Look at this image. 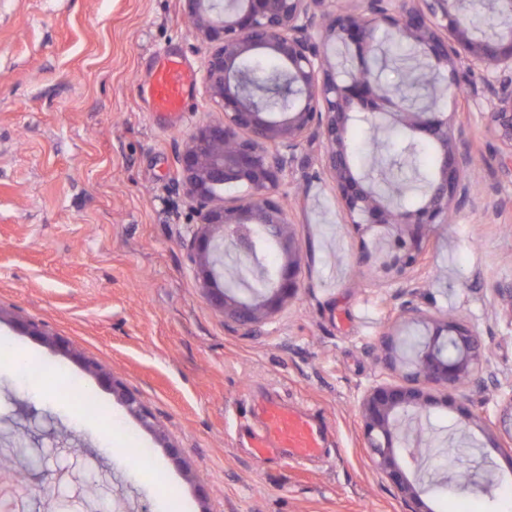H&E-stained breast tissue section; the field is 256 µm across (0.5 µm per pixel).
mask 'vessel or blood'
<instances>
[{
    "label": "vessel or blood",
    "mask_w": 512,
    "mask_h": 512,
    "mask_svg": "<svg viewBox=\"0 0 512 512\" xmlns=\"http://www.w3.org/2000/svg\"><path fill=\"white\" fill-rule=\"evenodd\" d=\"M193 73L171 53L157 57L153 79L146 90L154 115L179 123L191 110L190 92ZM259 430L249 438L257 457L282 454L304 459L325 453L327 425L316 415L281 403L260 406Z\"/></svg>",
    "instance_id": "1"
}]
</instances>
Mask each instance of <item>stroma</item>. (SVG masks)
Returning a JSON list of instances; mask_svg holds the SVG:
<instances>
[{"instance_id":"1","label":"stroma","mask_w":512,"mask_h":512,"mask_svg":"<svg viewBox=\"0 0 512 512\" xmlns=\"http://www.w3.org/2000/svg\"><path fill=\"white\" fill-rule=\"evenodd\" d=\"M203 72L206 48L181 0H0V339L29 354L0 360V454L22 438L20 470L53 490L51 505L14 500L13 512H411L370 459L356 397L380 371L373 348L398 313L405 283L360 266L361 243L385 254L395 230L355 231L324 168L320 139L304 140L281 187L302 260L300 288L251 327L225 326L189 259L190 207L175 189L187 137L219 118L203 83L172 125L152 117L144 90L157 53ZM486 101L459 117L473 188L451 223L433 225L415 304L465 319L489 348L483 391L456 393L473 417L432 408L421 499L430 512H512V457L483 429L512 400V164L488 123ZM57 336L49 343L28 324ZM101 364L160 424L146 428ZM80 378L95 407L77 415L46 396L39 370ZM315 413L327 451L308 460L257 459L245 439L260 402ZM113 420L111 432L95 426ZM80 438L76 447L65 432ZM161 462L167 493L139 464ZM471 481L455 482L459 469ZM99 492H82L86 476Z\"/></svg>"}]
</instances>
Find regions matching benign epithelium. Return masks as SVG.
<instances>
[{"label": "benign epithelium", "instance_id": "benign-epithelium-1", "mask_svg": "<svg viewBox=\"0 0 512 512\" xmlns=\"http://www.w3.org/2000/svg\"><path fill=\"white\" fill-rule=\"evenodd\" d=\"M183 11L194 31L209 47L204 80L210 102L222 117L193 132L178 155V184L191 202L197 230L190 244V260L197 267L202 288L211 304L224 313V323L240 327L272 315L299 290L301 260L293 246L288 207L279 189L302 141L321 139L324 164L333 174L341 205L355 228L382 224L401 231L414 224H446L450 213L470 190L466 172L469 160L458 140L453 115L433 108H413L371 74L367 56L377 31L411 41L419 56L448 89L451 103L468 98L485 99L495 136L512 150V27L495 36L479 35L465 17L463 0H365L361 12L331 10L332 0H182ZM342 46L357 63L355 75L342 78L325 52L329 44ZM283 63L290 82L287 108L270 111L255 102L241 83L242 63L256 55ZM386 118L405 127L412 139L429 140L437 150V167L420 202L412 209L394 205L371 178L357 171L346 136L362 113ZM244 188L228 201L225 189ZM281 248L286 265L261 289L248 295L229 285L245 283L242 269L224 270V255L249 258L257 235ZM382 262L397 276L423 265L422 235ZM425 328L422 343L406 358L394 334L384 335L380 363L402 371L401 383H375L358 397L362 435L377 469L401 496L431 512L421 500L422 478L408 477L399 464L400 452L413 455L410 442L423 429L411 428L439 399L431 388L456 389L471 385L482 389L489 349L471 326L448 315H427L406 301L396 318ZM128 410L149 426L152 416L116 382ZM494 447L512 454V399L497 422Z\"/></svg>", "mask_w": 512, "mask_h": 512}]
</instances>
